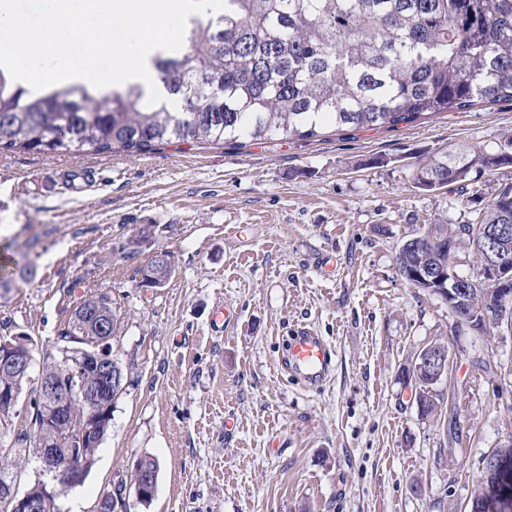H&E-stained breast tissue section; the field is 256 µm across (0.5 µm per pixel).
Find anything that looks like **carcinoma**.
Here are the masks:
<instances>
[{"label":"carcinoma","instance_id":"carcinoma-1","mask_svg":"<svg viewBox=\"0 0 512 512\" xmlns=\"http://www.w3.org/2000/svg\"><path fill=\"white\" fill-rule=\"evenodd\" d=\"M227 8L191 18L187 45L158 58L154 69L167 92L156 104L143 102L139 84L109 95L82 84L38 94L0 69V153L39 154L152 152L170 143H226L241 139H310L319 131L396 129L440 112H465L478 104L512 102V0H226ZM512 166V153L471 146L446 149L417 166L416 188L452 184L468 189L472 174ZM472 218L461 224H430L418 235L451 237L456 250L479 256L474 227L512 225V186L488 197L471 191ZM158 258L136 269L139 286L153 280ZM435 262L448 254L431 244L396 258L399 268ZM120 325V307L110 291L81 299L43 352L38 378L60 386L80 384L99 395L95 408L77 404L48 426L49 405L40 388L31 392L26 422L13 427L16 406L0 399V479L18 481L13 467L56 440L60 454H77L90 469L112 421V406L125 384L112 383L120 363L69 374L61 351L79 359ZM21 357L33 356V340L0 336ZM31 373L0 371V389L22 392ZM421 400L423 416L442 412L432 383ZM498 466L482 474L471 494L473 512L512 506V446L493 450ZM36 512H57L56 494L36 482L26 489Z\"/></svg>","mask_w":512,"mask_h":512}]
</instances>
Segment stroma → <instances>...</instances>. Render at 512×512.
<instances>
[{"mask_svg": "<svg viewBox=\"0 0 512 512\" xmlns=\"http://www.w3.org/2000/svg\"><path fill=\"white\" fill-rule=\"evenodd\" d=\"M460 145L512 152V103L308 140L0 154V279L14 284L0 321L42 351L87 293L121 305L108 348L126 390L83 484L57 488L60 512H96L144 455L156 493L131 512H456L512 436V331L455 329L395 255L423 225L467 220L455 186L410 179ZM160 252L169 282L139 287L135 268ZM300 327L336 351L314 386L280 364ZM434 341L450 358L435 390L454 408L437 419L400 374Z\"/></svg>", "mask_w": 512, "mask_h": 512, "instance_id": "1", "label": "stroma"}]
</instances>
